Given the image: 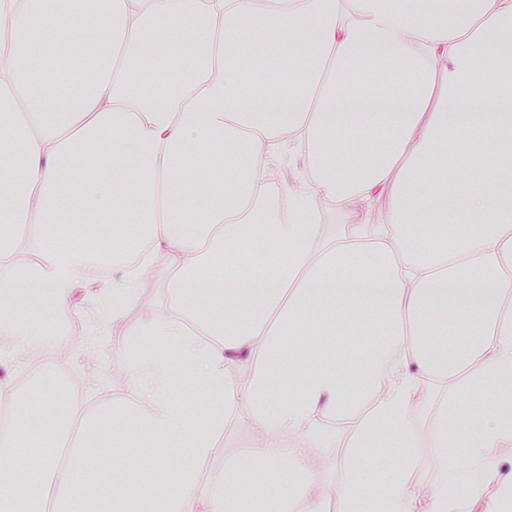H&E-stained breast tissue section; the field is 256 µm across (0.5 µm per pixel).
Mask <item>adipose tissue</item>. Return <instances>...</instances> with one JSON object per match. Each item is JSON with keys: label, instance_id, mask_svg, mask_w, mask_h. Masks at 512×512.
I'll list each match as a JSON object with an SVG mask.
<instances>
[{"label": "adipose tissue", "instance_id": "1", "mask_svg": "<svg viewBox=\"0 0 512 512\" xmlns=\"http://www.w3.org/2000/svg\"><path fill=\"white\" fill-rule=\"evenodd\" d=\"M488 96L512 101V0H0V302L80 315L91 254L54 227L136 257L99 293L120 397L0 381L41 423L0 424V512H328L308 451L338 444V512H512V113ZM354 201L381 220L328 234L321 203ZM160 255L167 311L128 323ZM0 334L27 374L38 328ZM176 365L224 413L176 402ZM240 410L249 443L204 472Z\"/></svg>", "mask_w": 512, "mask_h": 512}]
</instances>
